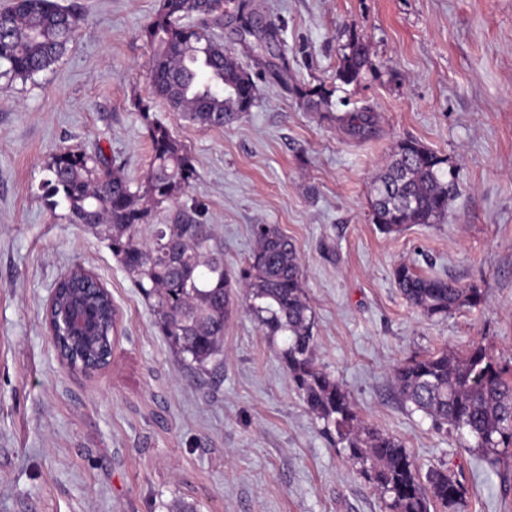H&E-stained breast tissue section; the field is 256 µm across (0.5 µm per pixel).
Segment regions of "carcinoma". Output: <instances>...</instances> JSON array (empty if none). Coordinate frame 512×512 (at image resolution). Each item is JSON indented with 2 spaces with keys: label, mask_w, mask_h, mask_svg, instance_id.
<instances>
[{
  "label": "carcinoma",
  "mask_w": 512,
  "mask_h": 512,
  "mask_svg": "<svg viewBox=\"0 0 512 512\" xmlns=\"http://www.w3.org/2000/svg\"><path fill=\"white\" fill-rule=\"evenodd\" d=\"M198 16L205 23L188 19ZM237 29L268 79L307 103H328L321 90L288 85V60L268 63L281 42V28L265 22L252 0H158L142 37L154 49L153 93L193 124L222 127L251 110L257 85L232 49L209 30L206 20ZM79 15L53 0H16L0 13V66L5 73L28 77L49 69L65 53ZM255 38L250 42L249 38ZM369 49L358 38L336 79L359 81ZM135 106L146 121L152 156L138 183L112 168L102 153L66 150L46 165V196L60 197L72 224L109 225L112 253L131 280L153 300L157 324L181 360L199 369L219 364L224 352V325L237 301L266 335L286 336L283 359L308 412L324 432L342 446L347 458L361 465L384 499L388 512H455L462 487L455 475L435 470L421 481L418 467L403 444L382 430L362 424L347 391L319 369L313 357L312 309L303 288L299 250L275 224H256V249L238 274L224 268L200 212L177 211L168 224L154 223L156 209L172 201L195 181L197 171L184 143L161 122L150 119V105ZM351 136L365 138L378 122L364 108L336 117ZM448 159L423 143L401 141L389 165L372 181V223L384 234L407 224H436L448 212L454 185L444 170ZM394 279L410 305L425 315L446 316L462 307H477L483 294L475 286L423 276L406 264ZM85 296L101 323L102 340L87 353L65 341L78 358H97L110 346L114 312L96 295L95 285L76 273L59 284L58 304ZM394 381L404 404L430 417L433 426L450 427L465 439L464 448L497 456L512 447V367L498 362L476 343L459 354L441 351L397 366Z\"/></svg>",
  "instance_id": "carcinoma-1"
}]
</instances>
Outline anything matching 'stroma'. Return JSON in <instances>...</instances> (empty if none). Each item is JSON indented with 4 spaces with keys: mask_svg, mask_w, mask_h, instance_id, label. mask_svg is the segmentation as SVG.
I'll use <instances>...</instances> for the list:
<instances>
[{
    "mask_svg": "<svg viewBox=\"0 0 512 512\" xmlns=\"http://www.w3.org/2000/svg\"><path fill=\"white\" fill-rule=\"evenodd\" d=\"M81 20L62 59L28 78L0 74V512H385L360 466L334 446L299 396L280 351L243 309L224 328L223 362L182 365L112 253L107 225L70 223L42 183L64 149L103 152L139 181L151 162L146 121L188 148L197 178L157 223L201 204L229 271L274 224L300 252L314 315V357L359 418L399 439L420 474L451 471L460 512H512V453L491 463L459 435L410 412L396 365L484 345L512 365V0H254L285 24L294 83L327 104L258 80L250 112L191 125L153 93L140 36L156 0H55ZM370 49L357 83L336 72L352 38ZM370 107L375 133L338 115ZM448 160L459 187L437 224L381 233L371 182L397 144ZM112 295V363L84 374L58 357L44 321L72 266ZM402 264L476 286L484 302L429 317L400 293Z\"/></svg>",
    "mask_w": 512,
    "mask_h": 512,
    "instance_id": "1",
    "label": "stroma"
}]
</instances>
